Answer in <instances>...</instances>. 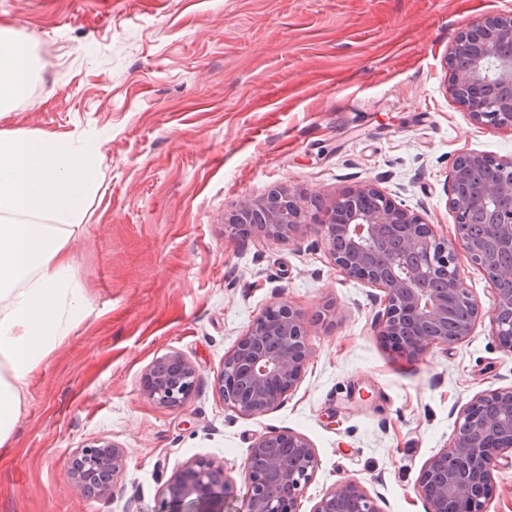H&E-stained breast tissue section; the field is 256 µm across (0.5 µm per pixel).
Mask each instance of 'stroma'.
I'll use <instances>...</instances> for the list:
<instances>
[{
  "instance_id": "obj_1",
  "label": "stroma",
  "mask_w": 512,
  "mask_h": 512,
  "mask_svg": "<svg viewBox=\"0 0 512 512\" xmlns=\"http://www.w3.org/2000/svg\"><path fill=\"white\" fill-rule=\"evenodd\" d=\"M508 13L512 0H0L41 64L0 131L94 143L101 181L67 243L89 315L27 382L0 512H156L195 457L223 466L241 512L254 439L288 430L319 461L300 512L347 481L376 512H426L425 462L476 395L512 385V352L484 318L452 347L397 354L377 334L382 292L340 273L312 229L273 242L226 224L246 198L289 189L314 214L371 182L453 235L454 159L512 158V131L456 103L446 60L469 23ZM280 300L308 317L310 359L282 405L237 414L214 379ZM172 352L197 369L179 409L142 390ZM100 439L127 467L103 496L72 492L67 458Z\"/></svg>"
}]
</instances>
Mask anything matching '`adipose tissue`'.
I'll return each instance as SVG.
<instances>
[{"mask_svg":"<svg viewBox=\"0 0 512 512\" xmlns=\"http://www.w3.org/2000/svg\"><path fill=\"white\" fill-rule=\"evenodd\" d=\"M36 76L31 42L0 25V112ZM98 149L66 135L0 131V447H11L33 372L89 315L66 248L98 189Z\"/></svg>","mask_w":512,"mask_h":512,"instance_id":"1","label":"adipose tissue"}]
</instances>
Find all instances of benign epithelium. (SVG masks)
I'll return each instance as SVG.
<instances>
[{
	"label": "benign epithelium",
	"instance_id": "7a95c632",
	"mask_svg": "<svg viewBox=\"0 0 512 512\" xmlns=\"http://www.w3.org/2000/svg\"><path fill=\"white\" fill-rule=\"evenodd\" d=\"M450 53L452 97L473 120L512 130V14L478 19L460 32ZM484 157L459 155L450 173L448 204L455 233L436 234L423 217L396 204L373 183L338 196L311 218L290 191L243 200L227 227L237 237L258 232L285 241L304 227L321 237L345 275L383 292L378 335L411 355L450 347L487 316L492 335L512 351V158L484 175ZM464 253L495 289L486 309L458 269ZM310 357L305 314L286 301L257 316L224 357L214 381L224 407L243 416L279 407L295 389ZM197 372L179 352L156 360L143 377L144 394L167 408L191 396ZM512 453V385L476 396L460 413L451 447L424 464L417 492L427 512H482L504 454ZM125 448L101 440L66 462L68 484L83 496L107 493L127 466ZM318 459L303 435L278 431L253 442L244 464V512H299V500ZM228 481L223 467L204 458L186 461L163 487L160 512H225ZM313 512H376L365 489L347 482L326 493Z\"/></svg>",
	"mask_w": 512,
	"mask_h": 512
}]
</instances>
